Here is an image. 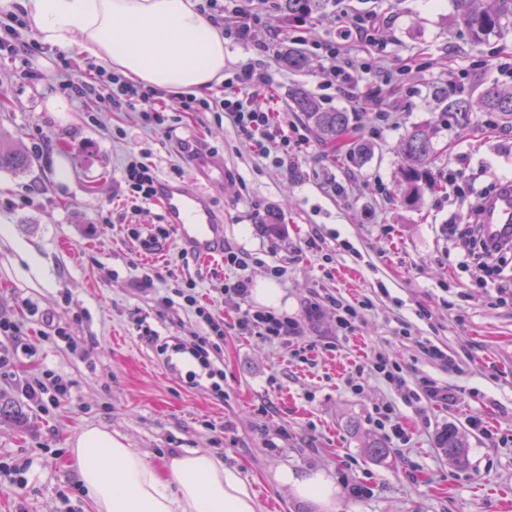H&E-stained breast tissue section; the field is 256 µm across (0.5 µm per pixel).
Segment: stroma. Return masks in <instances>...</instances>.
<instances>
[{"instance_id": "stroma-1", "label": "stroma", "mask_w": 512, "mask_h": 512, "mask_svg": "<svg viewBox=\"0 0 512 512\" xmlns=\"http://www.w3.org/2000/svg\"><path fill=\"white\" fill-rule=\"evenodd\" d=\"M246 6L258 19L255 39L228 42L226 62L266 71L264 106L287 135L308 143L289 166L279 163L285 147L238 136L216 113H184L180 99L161 98L178 121L169 138L143 128L139 113L98 112L61 93L65 62L55 52L34 59L39 77L29 82L0 56V135L33 159L27 171L0 170V226L41 270L37 278L19 275L13 250H0V316L18 325L19 345L35 351L0 370V462L27 467L23 494L0 490V512H90L69 459L71 438L88 424L155 463L174 452H211L239 471L262 512H318L282 482L286 472L332 479L333 512H512V297L476 286L462 266V238L445 229L491 182L512 179V121L479 112L464 122L435 98L440 89L512 90V24L476 44L455 22L453 0H327L320 18L298 20L281 15L277 0ZM346 8L382 19L376 45L341 41L358 83L354 102L322 89L317 48L339 39ZM295 41L311 56L299 73L278 62ZM296 86L326 109L354 113L342 142L321 143L292 110L288 94ZM52 98L63 111L48 110ZM383 105L394 112L387 125L376 118ZM413 125L433 130L436 150L414 200L400 185L401 141ZM360 143L374 152L359 165L349 150ZM199 150L232 172L211 198L224 215V248L244 257L245 269L220 257L200 262L172 236L143 250L131 231L163 224L160 207L150 202L132 216L117 205L127 159L185 181ZM451 172L465 196L449 191ZM271 221L279 233L265 232ZM146 274L153 284L143 291ZM242 274L281 288L279 312L298 319L302 335L273 343L228 333L212 358L224 377L219 395L194 359L174 351L204 324L172 297L194 286L212 314L230 323L237 311L224 284ZM366 299L372 308L351 333L338 335L336 302ZM50 325L64 338L46 337ZM425 339L447 351L452 366L431 362L418 346ZM302 346L308 352L300 358ZM374 351L410 378L433 379L459 395L452 406L427 405L422 416L399 404L407 441L388 444L381 459L365 450L383 437L369 416L398 396L370 373L359 393L345 386ZM47 370L71 381L75 405L44 411L20 395L19 381ZM474 417L485 431L471 427ZM450 425L460 430L465 465L438 445Z\"/></svg>"}]
</instances>
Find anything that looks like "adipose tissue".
I'll list each match as a JSON object with an SVG mask.
<instances>
[{
	"instance_id": "1",
	"label": "adipose tissue",
	"mask_w": 512,
	"mask_h": 512,
	"mask_svg": "<svg viewBox=\"0 0 512 512\" xmlns=\"http://www.w3.org/2000/svg\"><path fill=\"white\" fill-rule=\"evenodd\" d=\"M6 2L32 22L42 44L131 81L197 95L224 80V32L197 0ZM70 455L93 512H261L239 473L207 451L155 464L106 428L87 425Z\"/></svg>"
}]
</instances>
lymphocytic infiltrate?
<instances>
[{"instance_id": "1", "label": "lymphocytic infiltrate", "mask_w": 512, "mask_h": 512, "mask_svg": "<svg viewBox=\"0 0 512 512\" xmlns=\"http://www.w3.org/2000/svg\"><path fill=\"white\" fill-rule=\"evenodd\" d=\"M208 17L216 26H223L225 14H232L239 23L229 33L236 40L251 39L255 20L248 13L242 0H204ZM32 31L29 19L12 11L0 14V55L9 56L16 61V72L21 79L35 80L37 74L30 66V58L40 53L39 44L31 39ZM232 95L210 93L203 97L189 95L182 101L186 112H220L229 121L236 132L245 138L276 141L280 127L275 124L272 114L262 108L259 99L267 85L265 70L254 65L240 66L231 80ZM60 90L78 100H92L96 109L111 112L128 106L139 108L145 128L153 129L165 126L167 119L156 107L162 92L151 86L133 84L117 73L112 72L96 62H86L81 72L70 75L59 85ZM466 232L472 242L477 263L475 278L481 283H492L499 291L512 289V274H505L503 265L512 256V244L488 245L482 235V226L478 223L467 225ZM251 282L240 276L230 282L224 290L225 295L234 298L238 306V316L233 325L224 324L222 319L214 317L206 306L200 304L195 293L183 294V301L194 308L209 328L204 336L193 337L182 344V352L192 356L202 368H210V356L217 352L227 331L239 334L262 336L269 340L285 341L301 335L297 319L277 315L269 311L253 309L248 303ZM376 371L397 392L402 402L417 413H424L425 403H455L457 397L447 387L429 378L411 382L404 375L399 364L394 363L383 354H373L365 365L356 366L352 376L347 377L346 387H354L356 378L362 377L364 371ZM72 385L62 377H54L52 383H45L40 378H28L19 384L20 393L39 408L60 407L73 403Z\"/></svg>"}]
</instances>
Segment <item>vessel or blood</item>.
Wrapping results in <instances>:
<instances>
[{
	"label": "vessel or blood",
	"instance_id": "obj_1",
	"mask_svg": "<svg viewBox=\"0 0 512 512\" xmlns=\"http://www.w3.org/2000/svg\"><path fill=\"white\" fill-rule=\"evenodd\" d=\"M191 165V184L158 180L154 199L180 245L209 260L224 251V218L213 209L210 192L225 185L230 174L221 159L205 151L195 152ZM481 207L485 240L492 245L512 241V185L501 186Z\"/></svg>",
	"mask_w": 512,
	"mask_h": 512
}]
</instances>
